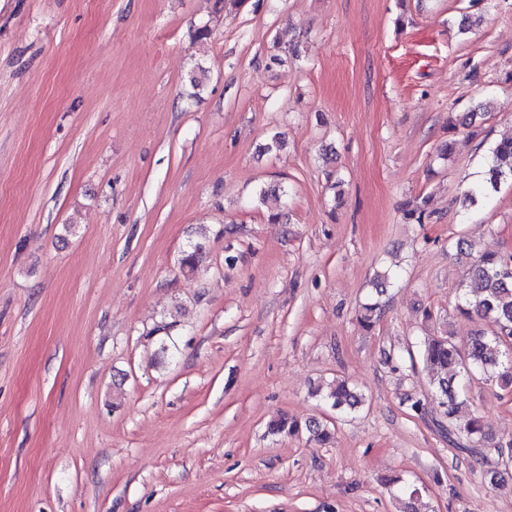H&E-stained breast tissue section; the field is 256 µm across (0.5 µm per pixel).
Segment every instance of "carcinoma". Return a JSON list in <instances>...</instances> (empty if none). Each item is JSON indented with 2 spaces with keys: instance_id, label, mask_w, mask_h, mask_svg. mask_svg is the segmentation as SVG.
<instances>
[{
  "instance_id": "carcinoma-1",
  "label": "carcinoma",
  "mask_w": 512,
  "mask_h": 512,
  "mask_svg": "<svg viewBox=\"0 0 512 512\" xmlns=\"http://www.w3.org/2000/svg\"><path fill=\"white\" fill-rule=\"evenodd\" d=\"M277 53L270 56L279 62L284 56H299L300 43L283 37L275 39ZM512 180V138L497 141L485 160L483 181L470 187L464 201L473 205L497 189L500 182ZM427 199L415 198L402 205L404 218L421 224L426 216ZM457 253L462 256L476 255L468 271L470 285L464 289L455 310L468 317L484 321V328L476 331L466 341H459L451 332L444 330L436 336H428L417 344L418 356L430 376L443 416L448 421V439L465 448L480 449L483 456L491 453L503 455V445L494 441L480 416L473 414L464 425L454 424V418L462 408L470 404L469 383L484 380L497 383L501 389L512 388V253L475 252V243L466 238L458 239ZM379 304L362 306L358 322L367 331L380 320ZM322 399L338 412H351L359 408L364 397L344 380L328 387ZM274 435L291 436L304 430L308 440L326 445L333 440L328 424L316 419L300 424L296 420L281 418L269 425ZM485 477L494 488H503L512 482L509 468L495 467L486 471Z\"/></svg>"
}]
</instances>
